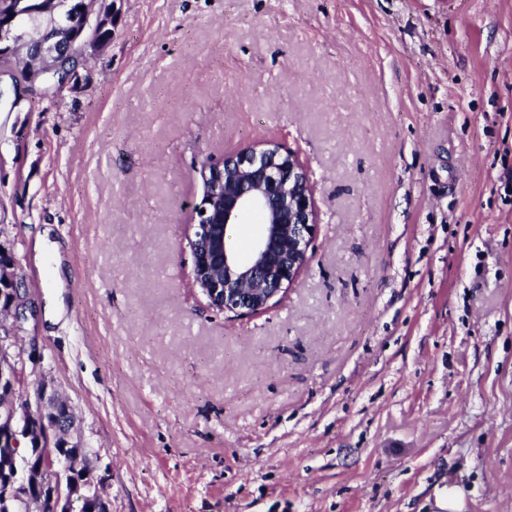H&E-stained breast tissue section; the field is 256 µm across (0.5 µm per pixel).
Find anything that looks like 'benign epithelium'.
Listing matches in <instances>:
<instances>
[{"instance_id": "benign-epithelium-1", "label": "benign epithelium", "mask_w": 512, "mask_h": 512, "mask_svg": "<svg viewBox=\"0 0 512 512\" xmlns=\"http://www.w3.org/2000/svg\"><path fill=\"white\" fill-rule=\"evenodd\" d=\"M111 20L112 15L93 11L91 0H79L66 20L59 19L56 0H0V77H8L11 86L9 91L0 88V100L12 95L15 106L24 94H59L76 75L73 60L86 62L106 46L96 31ZM203 179L207 189L190 225L194 284L213 309L238 317L262 313L309 261L318 219L308 174L288 148L267 142L224 155L204 170ZM250 213L274 222L262 226L243 257L228 229ZM19 282L14 267L0 263V283L14 286L7 304H0V341H11L10 348L0 352V389L12 390L25 380V347H37L36 337L19 335L26 312L32 311V299ZM32 389L28 401L10 398L0 406V430L10 435L4 454L20 447L22 434L36 436L35 447L52 458L59 454L61 428L67 444L83 447L68 402L44 380L33 383ZM89 477L84 486L49 481L38 469L31 483L51 485L52 491L40 497L50 512H73L75 499L87 492L97 493L99 512H111L103 478L93 468Z\"/></svg>"}]
</instances>
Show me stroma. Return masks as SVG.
I'll list each match as a JSON object with an SVG mask.
<instances>
[{
  "instance_id": "35a3bbf8",
  "label": "stroma",
  "mask_w": 512,
  "mask_h": 512,
  "mask_svg": "<svg viewBox=\"0 0 512 512\" xmlns=\"http://www.w3.org/2000/svg\"><path fill=\"white\" fill-rule=\"evenodd\" d=\"M114 11L55 101L0 112V254L112 512H512V0ZM264 141L318 224L235 319L186 235L201 160Z\"/></svg>"
}]
</instances>
